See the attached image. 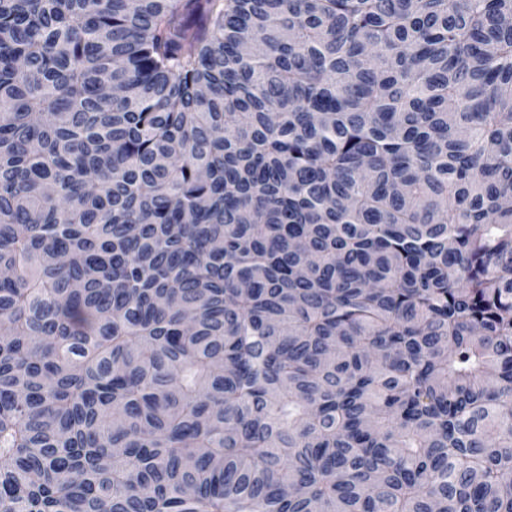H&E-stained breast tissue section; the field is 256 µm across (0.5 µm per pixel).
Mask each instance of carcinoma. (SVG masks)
<instances>
[{"mask_svg": "<svg viewBox=\"0 0 512 512\" xmlns=\"http://www.w3.org/2000/svg\"><path fill=\"white\" fill-rule=\"evenodd\" d=\"M0 512H512V0H0Z\"/></svg>", "mask_w": 512, "mask_h": 512, "instance_id": "1", "label": "carcinoma"}]
</instances>
